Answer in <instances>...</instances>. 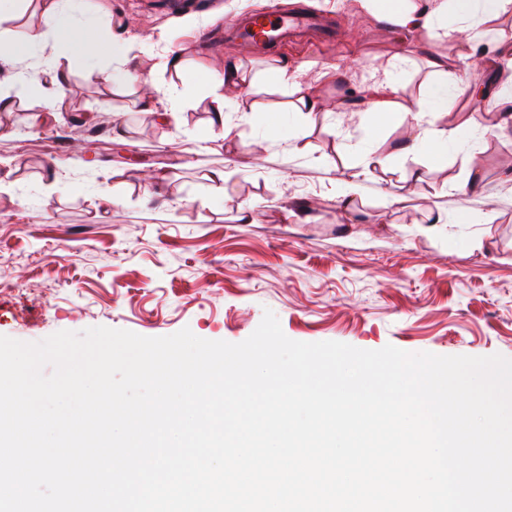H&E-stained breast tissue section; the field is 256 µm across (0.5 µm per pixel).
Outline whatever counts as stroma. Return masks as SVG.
Segmentation results:
<instances>
[{"label":"stroma","mask_w":512,"mask_h":512,"mask_svg":"<svg viewBox=\"0 0 512 512\" xmlns=\"http://www.w3.org/2000/svg\"><path fill=\"white\" fill-rule=\"evenodd\" d=\"M115 2L136 37L132 54L149 36L186 69L220 74L234 62L248 81L228 93L222 130L203 82L176 71L134 82L111 54H77L51 35L0 53V78H14L0 109V178L12 185L0 194V335L187 327L239 343L269 309L295 341L512 358V130L484 119L490 101L458 96L466 63L455 16L406 35L358 0H216L181 14L155 0H86V14L107 29ZM275 6L334 17L335 38L262 58L221 38L226 19ZM434 57L446 74L432 72ZM280 58L312 88L316 112L292 110L273 71ZM51 60L67 76L52 107L28 90ZM378 69L424 113L423 132L454 127L455 140L398 153L403 127L365 109ZM90 70L102 76L93 87ZM433 86L448 90L442 107ZM464 116L473 123L462 130ZM371 155L386 164L357 182V206L346 209L345 183ZM217 171L227 174L221 196L207 180ZM463 211L472 221L460 226Z\"/></svg>","instance_id":"stroma-1"}]
</instances>
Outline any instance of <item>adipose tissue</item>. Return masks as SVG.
Masks as SVG:
<instances>
[{
    "label": "adipose tissue",
    "instance_id": "adipose-tissue-1",
    "mask_svg": "<svg viewBox=\"0 0 512 512\" xmlns=\"http://www.w3.org/2000/svg\"><path fill=\"white\" fill-rule=\"evenodd\" d=\"M361 6L387 19L396 28L411 31L434 27L447 13H455L464 21L479 17L488 21L497 18L512 0H360ZM84 0H45L41 25L28 28L22 34L13 36L0 31V44L7 47L34 45L42 42L47 34L65 38L73 47L98 53L104 50L113 55H123L131 43L126 28L113 30L109 44H102L91 25H76L75 18L82 14ZM391 72H383L370 88L368 111L390 118L406 129L403 152L415 151L423 143L435 145L447 143L455 136L454 131L440 129L432 135L421 131V113H414L401 104Z\"/></svg>",
    "mask_w": 512,
    "mask_h": 512
}]
</instances>
